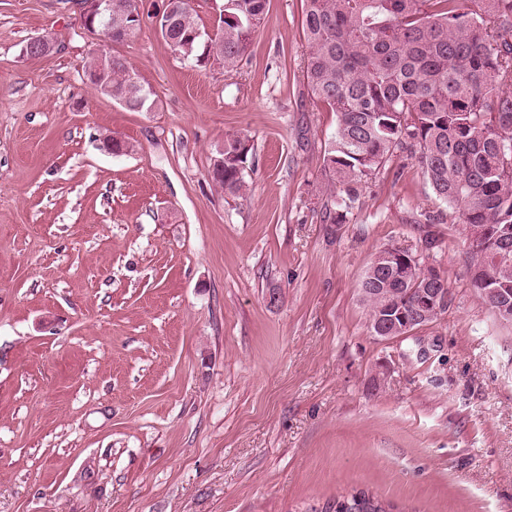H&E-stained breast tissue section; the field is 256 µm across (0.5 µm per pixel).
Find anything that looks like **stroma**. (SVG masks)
<instances>
[{
  "label": "stroma",
  "instance_id": "35a3bbf8",
  "mask_svg": "<svg viewBox=\"0 0 512 512\" xmlns=\"http://www.w3.org/2000/svg\"><path fill=\"white\" fill-rule=\"evenodd\" d=\"M161 5L112 43L77 0H0V512H321L354 487L512 512V323L458 220L398 155L325 221L336 115L307 94L304 0H269L229 74L172 50ZM39 34L59 47L25 56ZM100 52L144 110L87 82ZM236 133L242 197L208 178ZM391 245L455 304L382 343L359 288ZM97 62L99 71L112 68V75L106 82V89L102 91V95H108L134 111L143 110L147 106L149 94L143 88L140 93L145 94V97L132 94L129 78L132 73L135 74L124 58L120 56L112 58V53L105 52L98 56Z\"/></svg>",
  "mask_w": 512,
  "mask_h": 512
}]
</instances>
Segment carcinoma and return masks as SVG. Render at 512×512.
<instances>
[{"instance_id":"obj_1","label":"carcinoma","mask_w":512,"mask_h":512,"mask_svg":"<svg viewBox=\"0 0 512 512\" xmlns=\"http://www.w3.org/2000/svg\"><path fill=\"white\" fill-rule=\"evenodd\" d=\"M269 0H216L222 68L231 72L264 21ZM136 0H109L104 23L114 31L140 22ZM309 46L305 79L313 104L336 113V131L323 163L333 188L326 206L333 224L345 222L360 187L397 151L415 159L437 199L457 214L467 261L481 268L476 297L505 307L512 322V0H305ZM189 5L179 0L168 29L170 47L206 66L209 55ZM133 70L120 56L102 94L139 111L149 97L132 94ZM224 168L211 183L239 196L251 153L247 136L224 139ZM393 258L383 247L372 257L359 289L367 323L403 318L419 309L433 288H448L440 272L412 252ZM325 512H396L367 490L327 503Z\"/></svg>"}]
</instances>
